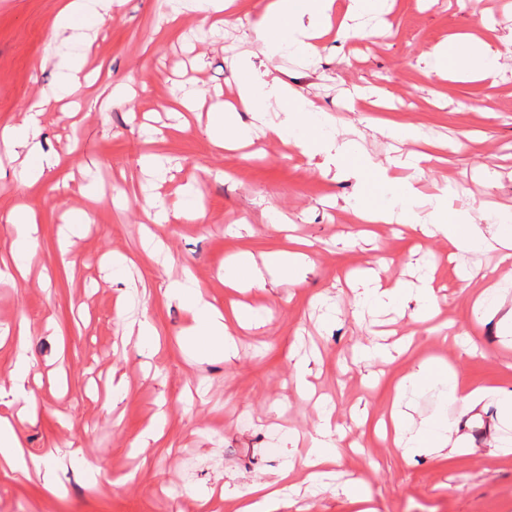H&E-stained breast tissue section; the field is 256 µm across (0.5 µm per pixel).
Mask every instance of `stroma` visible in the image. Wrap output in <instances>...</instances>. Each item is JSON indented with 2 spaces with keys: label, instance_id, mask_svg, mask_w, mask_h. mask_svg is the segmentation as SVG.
Here are the masks:
<instances>
[{
  "label": "stroma",
  "instance_id": "1",
  "mask_svg": "<svg viewBox=\"0 0 512 512\" xmlns=\"http://www.w3.org/2000/svg\"><path fill=\"white\" fill-rule=\"evenodd\" d=\"M61 2L0 0V127L17 124L34 98L54 94V64L71 51L52 37ZM238 2L239 25L205 40L194 21L168 26L171 0H122L96 33L89 62L103 70L86 111L45 118L43 150L76 156V163L32 187L16 183L10 163L0 164V247L15 237L8 217L17 205L34 210L39 226L30 275L0 281V377L15 359V323L24 316L37 328L51 321L53 335L37 331L24 345L40 383L36 419L22 426L21 439L39 455L79 446L101 469L93 483L83 462L74 463L53 492L35 475L0 472V512H194L195 494L227 482L242 487L284 465V431L298 433L294 457L304 459L319 418L314 403L295 391L300 374L316 395L331 399L332 422L346 436L327 486L300 489L286 512H357L342 491L351 479L365 484L378 512H512V426L498 414L499 389H512V341L502 338L498 319L473 305L497 282L504 311L512 310V269L496 253L465 250L452 261L446 243L395 224L373 225V244H350L357 225L346 199L362 191L380 197V186L323 179L307 158L265 138L253 156L215 152L202 122L170 129L159 142V153L178 167L173 180L141 172L137 159L150 144L143 116L162 113L177 85L202 90L210 103L231 97L235 69L256 51L248 34L265 0ZM482 7L487 15L480 18L460 0H396L382 36L328 39L314 70L286 63L283 78L327 111L338 133L363 132L375 162H384L389 142L370 121L420 127L447 159L421 179L423 194L444 183L461 209L512 205V59L491 89L480 81L428 79L421 62L430 47L459 32L512 35V0H482ZM129 80L148 88L113 98V84ZM353 85L381 88L391 110L381 115L349 103L344 90ZM488 93L494 109L479 111ZM461 140L467 148L456 149ZM191 180L205 223H151L142 210L146 199L157 195L174 205L178 186ZM90 182L102 194L94 222L63 248L67 217ZM277 215L292 218L296 235L314 242L313 267L301 282L279 280L243 295L264 325L239 331L231 360H197L182 334L188 314L164 294L169 281L191 270L205 298L228 305L236 295L224 286L225 260L283 247V235L271 227ZM149 232L162 241L161 253L143 249ZM115 253L130 259L133 278L150 291L146 314L158 347L152 357L124 341L116 315L122 279L107 263ZM378 256L389 263L388 277L409 287L433 276L440 317L459 332L454 341L440 344L427 323L393 312L356 319L346 275ZM431 355L447 362L458 387L481 397L449 400L440 388L407 389L415 419L446 417L461 444L447 454L407 453L381 440L372 421L389 411L403 375ZM116 373L125 386L112 408L89 390L109 385ZM162 401L169 408L162 443L135 457L131 444ZM134 468L137 481L113 486Z\"/></svg>",
  "mask_w": 512,
  "mask_h": 512
}]
</instances>
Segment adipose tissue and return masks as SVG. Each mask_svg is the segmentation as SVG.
I'll return each mask as SVG.
<instances>
[{"label":"adipose tissue","instance_id":"adipose-tissue-1","mask_svg":"<svg viewBox=\"0 0 512 512\" xmlns=\"http://www.w3.org/2000/svg\"><path fill=\"white\" fill-rule=\"evenodd\" d=\"M116 2L65 0L56 16L54 38L65 42L75 39L81 44L79 51L57 64L59 91L68 96L72 111H80L88 87L96 80L95 73L86 69L92 39L82 33L83 23L90 18L95 25H105L112 18ZM371 10L369 0H345L341 6L336 0H268L251 30L250 39L266 61L296 57L309 62L317 57L324 37L333 34L346 39L355 35L351 19ZM503 57L500 42L459 35L426 52V72L441 78L492 82L502 69ZM234 80L237 92L233 101H222L208 109L207 129L216 151L247 145L260 132L269 140L289 144L308 160L316 161L320 176L331 173L330 167L321 162L325 156L334 159L353 157V164L344 174L357 181L377 176L380 166L369 158L359 140L343 138L332 132L330 122L323 119L314 102L276 71L259 70L248 59L235 72ZM51 109L50 98L39 97L25 108L19 124L0 131V156L6 155L16 161L21 179L31 184L40 181L61 163L59 157L43 152L39 140L42 116ZM441 162L432 146L388 157V166L409 170L410 175L384 181L388 205H354L358 223L398 224L424 236L446 240L458 250L489 248L499 252L501 263L512 262L511 209L501 211L497 223L490 224L485 222L478 209L450 210L446 196L421 199L415 186L416 178L434 171ZM9 221L17 230L10 253L16 269L21 271L35 256L36 216L27 208L19 207ZM311 263L306 242L289 236L286 250L266 254L262 260H255L246 253L227 260L224 284L246 291L265 287L268 277L273 275L296 281ZM353 289L360 302L375 309L398 308L406 293L405 285L400 281L393 287H382L380 272L373 268L360 272ZM166 292L168 297L186 305L190 319L184 334L199 358L227 360L236 354L237 342L228 331L223 313L201 298L193 277L168 284ZM389 420L393 445L405 442L419 451L436 453L453 443L451 428L438 418L420 423L416 430H409L402 399H395ZM63 465L60 458L51 466L36 458H25L17 429L7 418L0 417V470H35L45 486L52 490L57 485V471ZM291 471V466H282L272 478L252 482L246 489L238 491L240 512H282Z\"/></svg>","mask_w":512,"mask_h":512}]
</instances>
